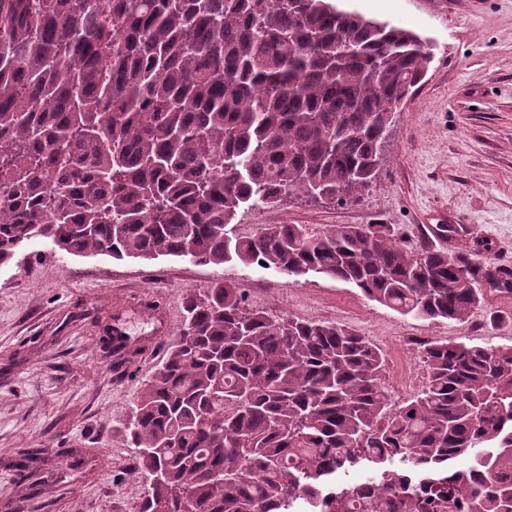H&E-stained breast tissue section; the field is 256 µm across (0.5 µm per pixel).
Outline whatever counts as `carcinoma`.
<instances>
[{"label": "carcinoma", "mask_w": 512, "mask_h": 512, "mask_svg": "<svg viewBox=\"0 0 512 512\" xmlns=\"http://www.w3.org/2000/svg\"><path fill=\"white\" fill-rule=\"evenodd\" d=\"M414 32L334 0H0V266L20 245L187 258L217 271L118 429L141 512H512V348L433 339L426 383L386 407V359L343 324L249 308L226 265L320 274L402 314L463 322L512 268L412 249L387 224H264L284 197L360 199Z\"/></svg>", "instance_id": "obj_1"}]
</instances>
